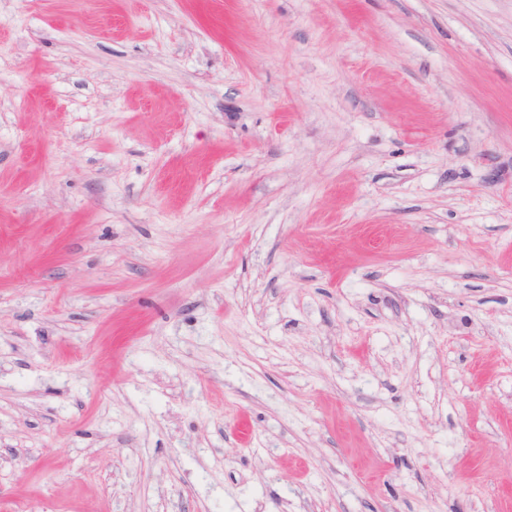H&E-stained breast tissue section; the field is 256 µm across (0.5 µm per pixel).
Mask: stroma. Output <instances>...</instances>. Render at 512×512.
Instances as JSON below:
<instances>
[{
    "mask_svg": "<svg viewBox=\"0 0 512 512\" xmlns=\"http://www.w3.org/2000/svg\"><path fill=\"white\" fill-rule=\"evenodd\" d=\"M512 512V0H0V512Z\"/></svg>",
    "mask_w": 512,
    "mask_h": 512,
    "instance_id": "1",
    "label": "stroma"
}]
</instances>
